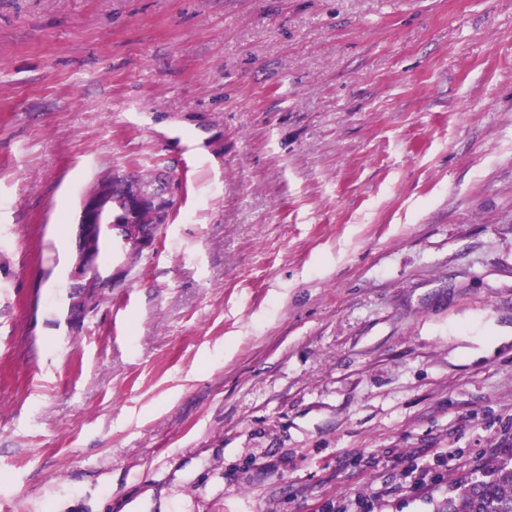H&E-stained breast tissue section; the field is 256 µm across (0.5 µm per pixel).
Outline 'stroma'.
I'll use <instances>...</instances> for the list:
<instances>
[{
  "label": "stroma",
  "instance_id": "1",
  "mask_svg": "<svg viewBox=\"0 0 512 512\" xmlns=\"http://www.w3.org/2000/svg\"><path fill=\"white\" fill-rule=\"evenodd\" d=\"M128 173L168 218L74 313ZM510 457L512 0H0V512H436ZM112 186V180H103L87 195L82 210L81 232L77 241L78 260L76 264L75 281H81L86 276L87 263L93 260L94 244L97 236L103 230L104 224H99L101 202ZM128 202L123 191L116 187L112 191V196L106 202L104 209V223L112 227V233L108 228H104V237L112 238V245L115 243V232L118 229L114 225L121 226L127 224ZM112 222V224H110Z\"/></svg>",
  "mask_w": 512,
  "mask_h": 512
}]
</instances>
